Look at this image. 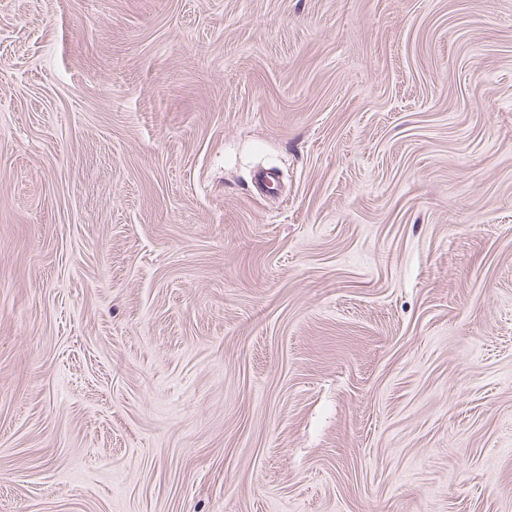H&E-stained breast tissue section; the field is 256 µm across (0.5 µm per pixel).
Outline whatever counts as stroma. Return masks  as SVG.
I'll return each mask as SVG.
<instances>
[{
    "instance_id": "obj_1",
    "label": "stroma",
    "mask_w": 512,
    "mask_h": 512,
    "mask_svg": "<svg viewBox=\"0 0 512 512\" xmlns=\"http://www.w3.org/2000/svg\"><path fill=\"white\" fill-rule=\"evenodd\" d=\"M0 512H512V0H0Z\"/></svg>"
}]
</instances>
